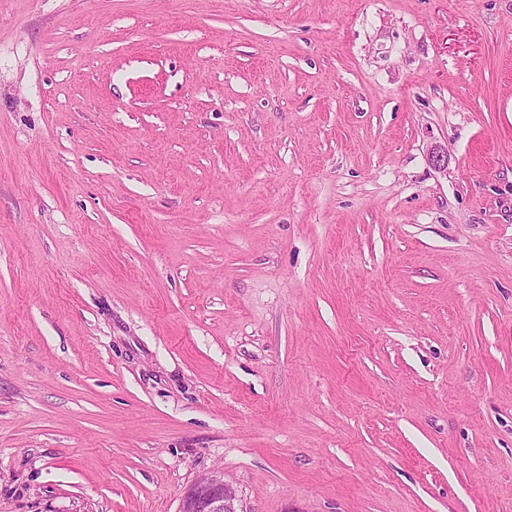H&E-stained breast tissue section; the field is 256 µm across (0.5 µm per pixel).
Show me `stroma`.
<instances>
[{"label":"stroma","instance_id":"stroma-1","mask_svg":"<svg viewBox=\"0 0 512 512\" xmlns=\"http://www.w3.org/2000/svg\"><path fill=\"white\" fill-rule=\"evenodd\" d=\"M217 469L512 512V0H0V512Z\"/></svg>","mask_w":512,"mask_h":512}]
</instances>
